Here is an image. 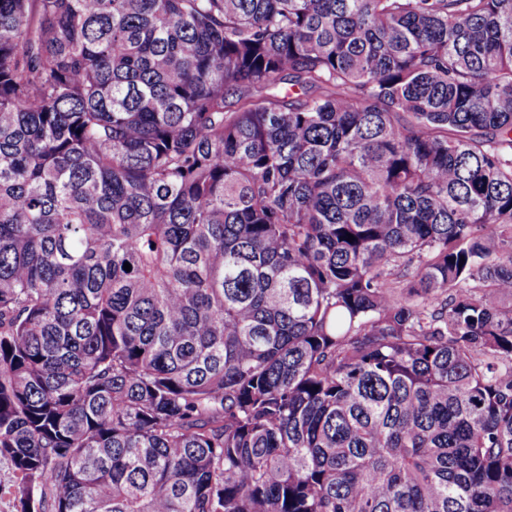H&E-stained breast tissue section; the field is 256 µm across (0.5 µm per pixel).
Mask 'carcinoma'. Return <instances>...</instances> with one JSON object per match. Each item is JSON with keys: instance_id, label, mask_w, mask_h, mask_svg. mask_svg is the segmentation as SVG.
I'll return each instance as SVG.
<instances>
[{"instance_id": "carcinoma-1", "label": "carcinoma", "mask_w": 512, "mask_h": 512, "mask_svg": "<svg viewBox=\"0 0 512 512\" xmlns=\"http://www.w3.org/2000/svg\"><path fill=\"white\" fill-rule=\"evenodd\" d=\"M0 458L512 512V0H0Z\"/></svg>"}]
</instances>
